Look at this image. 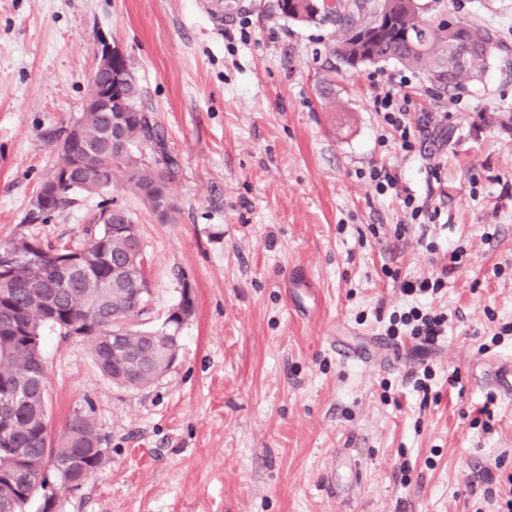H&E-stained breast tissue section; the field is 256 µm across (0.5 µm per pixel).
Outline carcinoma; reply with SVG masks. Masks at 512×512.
<instances>
[{
    "label": "carcinoma",
    "instance_id": "1",
    "mask_svg": "<svg viewBox=\"0 0 512 512\" xmlns=\"http://www.w3.org/2000/svg\"><path fill=\"white\" fill-rule=\"evenodd\" d=\"M280 14L294 22L339 31L330 53L345 65L397 62L424 72L429 81L459 90L486 61L504 51L490 30L459 17L435 22L426 17L421 0H277ZM127 79L117 88L128 105L125 112L84 110L67 133L57 161L41 186L46 203H30L26 221L59 212L78 193L97 194L101 180L120 177L162 223L174 220L172 188L181 163L168 147L152 113L139 105L140 90L126 60L116 62ZM120 125L124 143L104 145L111 125ZM127 210L109 212L101 225L86 231L87 242L63 253H96L104 257L86 271L59 270L43 255L22 265L0 312L11 323L0 326V403H11L12 443L0 442V512H27L31 482H46L38 461L49 455L62 467V480L74 482L96 474L107 463L98 425L88 410H74L62 433L51 436L47 376L41 358V336L49 329L64 337L72 331L91 342L101 374L118 385L145 387L170 368L172 345L164 335L180 324L179 314L194 312L183 290L178 311L158 327L139 322L148 312L151 288L138 250L140 241L112 231L131 224ZM124 336L121 358L112 357V333Z\"/></svg>",
    "mask_w": 512,
    "mask_h": 512
}]
</instances>
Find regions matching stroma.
Wrapping results in <instances>:
<instances>
[{
    "label": "stroma",
    "instance_id": "1",
    "mask_svg": "<svg viewBox=\"0 0 512 512\" xmlns=\"http://www.w3.org/2000/svg\"><path fill=\"white\" fill-rule=\"evenodd\" d=\"M428 2L433 20L512 47V0ZM243 3L219 28L206 0H0V243L77 248L95 225L102 199L82 193L47 222L25 216L85 108L99 36L181 159L174 223L110 194L144 244L143 324L194 298L176 363L125 389L88 339L43 338L52 434L87 405L109 450L61 512H512V401L481 412L487 375L512 356V129L497 121L512 64L488 61L451 92L394 62L345 66L330 29L282 17L277 0ZM331 73L332 110L318 91ZM391 85L410 96L411 152L374 107ZM375 168L439 218L409 224ZM456 246L463 263L433 302L444 340L386 336L407 302L388 271L439 272ZM422 360L425 395L408 378Z\"/></svg>",
    "mask_w": 512,
    "mask_h": 512
}]
</instances>
